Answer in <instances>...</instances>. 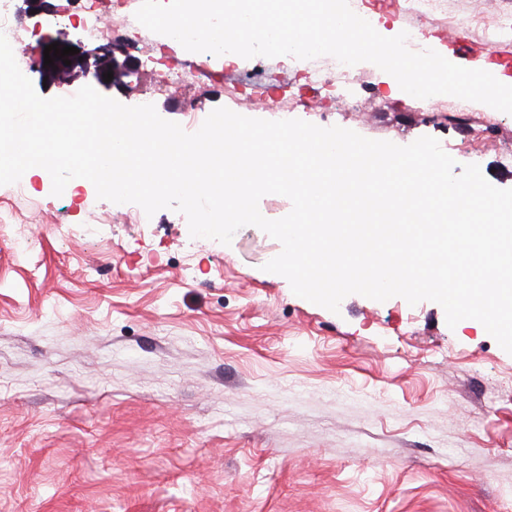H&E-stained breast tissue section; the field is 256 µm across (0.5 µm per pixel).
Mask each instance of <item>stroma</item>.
<instances>
[{
    "mask_svg": "<svg viewBox=\"0 0 512 512\" xmlns=\"http://www.w3.org/2000/svg\"><path fill=\"white\" fill-rule=\"evenodd\" d=\"M17 49L81 34L12 0ZM392 37L406 0H369ZM512 53V0H431L442 33ZM135 76L108 97L150 99L187 125L204 97L271 119L256 92L302 97L290 118L405 146L429 135L458 164L512 188V114L478 133L420 111L376 65L321 90L316 60L205 56L141 29ZM222 73L158 92L154 59ZM0 185V512H512V354L443 308L347 296L339 313L264 271L282 246L245 226L225 245L172 209L145 224L48 177ZM95 234H87V226Z\"/></svg>",
    "mask_w": 512,
    "mask_h": 512,
    "instance_id": "stroma-1",
    "label": "stroma"
}]
</instances>
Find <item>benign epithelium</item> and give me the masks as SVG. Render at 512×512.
Returning <instances> with one entry per match:
<instances>
[{
    "instance_id": "benign-epithelium-1",
    "label": "benign epithelium",
    "mask_w": 512,
    "mask_h": 512,
    "mask_svg": "<svg viewBox=\"0 0 512 512\" xmlns=\"http://www.w3.org/2000/svg\"><path fill=\"white\" fill-rule=\"evenodd\" d=\"M49 45V42H44L38 48L37 53V71L41 75L57 69L62 70H76L84 78L93 81L95 84L102 87H110L112 83L104 81L103 73L104 69L102 61L106 60L109 62L113 76L128 77L134 74L139 66V62L135 60L127 51L112 50L104 54H100L96 51H90L80 43H73L71 41L59 42V47L69 46L76 47L79 49V53L67 56V59L71 61V64L66 65L63 60L55 58L53 59L54 66H44V48Z\"/></svg>"
}]
</instances>
